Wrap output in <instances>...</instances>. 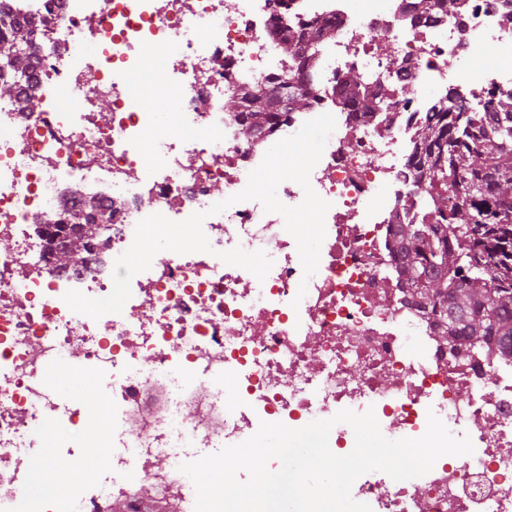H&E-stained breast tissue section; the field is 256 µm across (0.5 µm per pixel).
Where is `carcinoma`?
<instances>
[{
    "instance_id": "cac0c4a2",
    "label": "carcinoma",
    "mask_w": 512,
    "mask_h": 512,
    "mask_svg": "<svg viewBox=\"0 0 512 512\" xmlns=\"http://www.w3.org/2000/svg\"><path fill=\"white\" fill-rule=\"evenodd\" d=\"M0 11V41L11 55L0 64V97L16 90L15 77L27 73L30 44L37 27ZM329 20L312 34L285 37L283 51L298 59L297 44L326 40L334 33ZM337 94L343 106L367 117L381 104L355 70L340 79ZM310 89L288 86L285 95L264 83L243 85L228 97L227 111L241 114L244 129L255 135L266 128L278 109L298 111L307 106ZM417 163L435 169L439 190L434 204L448 213L438 224H400L399 258L421 302L444 319L440 339L456 347L496 344L504 360H512V95L495 100L487 112H441L416 131Z\"/></svg>"
}]
</instances>
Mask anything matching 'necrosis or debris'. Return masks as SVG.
<instances>
[{
	"label": "necrosis or debris",
	"instance_id": "4bbe7bcc",
	"mask_svg": "<svg viewBox=\"0 0 512 512\" xmlns=\"http://www.w3.org/2000/svg\"><path fill=\"white\" fill-rule=\"evenodd\" d=\"M0 0L17 20L39 18L33 67L0 97V512H109L171 470L254 435L260 423L297 429L341 410H373L391 440L418 438L436 414L470 455L441 457L424 476L373 471L352 486L372 512H512V362L492 350L450 351L439 316L402 273L395 228L440 224L428 179L414 168V130L448 107L467 112L512 94V0ZM336 24L309 60L307 107L257 137L224 100L238 85L298 81L276 26ZM165 64L145 70V52ZM485 64L471 65L475 56ZM366 71L388 94L370 120L342 109L336 80ZM172 91L147 105L142 78ZM35 96L39 106L23 109ZM336 129L311 172L328 201L317 272L304 277L283 218L243 201L214 214L212 189L241 192L266 152L322 114ZM110 208L86 264L57 269L59 240L33 224L88 203ZM205 213L211 252L152 261L134 276L122 313H75L70 290L107 296L137 223ZM242 247L272 259L265 280L225 264ZM306 295H299V287ZM65 366L74 378L55 382ZM111 401L107 430L88 431L79 379ZM107 448L103 483L55 496L30 488L45 465L43 431Z\"/></svg>",
	"mask_w": 512,
	"mask_h": 512
}]
</instances>
